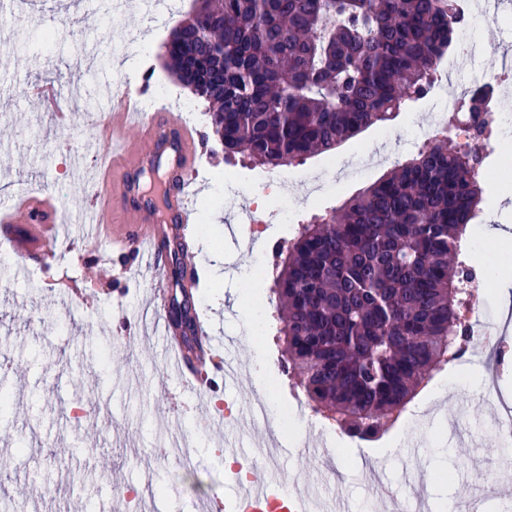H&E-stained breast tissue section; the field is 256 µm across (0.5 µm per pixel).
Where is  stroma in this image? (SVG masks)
<instances>
[{
    "instance_id": "stroma-1",
    "label": "stroma",
    "mask_w": 512,
    "mask_h": 512,
    "mask_svg": "<svg viewBox=\"0 0 512 512\" xmlns=\"http://www.w3.org/2000/svg\"><path fill=\"white\" fill-rule=\"evenodd\" d=\"M112 2L0 0V39L8 35L13 43L0 55V198L24 186L41 189L58 200L68 218L58 226L50 252L32 236L31 225H12L14 238H27L33 258L21 271L14 260L0 262V272L11 280L10 287L0 288V366L9 371L13 394L7 413L0 415V457L17 459L11 471L0 473V512H67L76 497L84 512H100L131 488L142 492L144 512H197L201 499L223 497L233 461L224 453L225 417L218 404L228 403L239 415L249 404L266 400L274 421L280 409H294L303 395L288 373L273 318H266L261 337L249 333V271L259 265L274 270L280 242L312 215L339 206L382 178L392 164L357 167L343 178L338 170L356 164L387 138L403 145L434 120L431 102L423 97L332 151L272 171L251 167L240 155L225 158L211 143L203 144L195 186L198 218L207 229L194 231L192 238L198 272L208 275L209 285L197 288L193 301L215 329L234 340L233 355L242 370L260 362L266 381L251 379L241 388L198 395L169 372L160 336L115 331L160 287L179 290L182 280L171 266L182 262V255L168 256L158 269H130L107 240L78 233L89 195L75 176V165L93 171L97 154L111 153L118 180L142 147L137 127L123 129L128 150L121 154L89 125L90 113L111 109L102 89L118 88L127 73L144 76L153 99L176 107L195 101L159 55L172 24L148 25L134 8L114 20ZM43 13L66 17L64 37L34 23V16ZM511 29L512 12L477 23L471 35L483 62L497 61L511 46ZM36 83L54 85L65 96L78 91L67 126H58L54 113L30 100L27 89ZM271 174L278 185L259 215L264 230L256 234L250 224L239 223L238 215L251 207ZM229 177L238 186L231 197L224 194ZM478 179L486 189L482 207L490 218L488 224L469 225L464 237L479 242L478 264L487 283L475 290L472 302L496 316L503 309L499 288L512 291V204L500 199L512 186V145L488 152ZM490 226L503 230V237H489ZM505 342L508 360L488 370L486 382L472 376V362L446 366L407 406L400 425L374 441L352 438L294 409L293 420L303 424L305 438L299 444L280 440L275 480L309 488L344 512H372L375 498L366 468L393 484L421 461L448 474L426 487L431 512H451L462 485L469 497H481V475L512 476V454L503 455L488 440L492 414L483 397L489 384L512 397V331ZM172 421L193 441L199 465L185 467L164 455ZM416 435L424 448L415 457L407 443ZM330 467L343 470L342 483L326 480ZM481 499V512H512V491Z\"/></svg>"
}]
</instances>
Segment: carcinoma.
I'll list each match as a JSON object with an SVG mask.
<instances>
[{"label":"carcinoma","instance_id":"cac0c4a2","mask_svg":"<svg viewBox=\"0 0 512 512\" xmlns=\"http://www.w3.org/2000/svg\"><path fill=\"white\" fill-rule=\"evenodd\" d=\"M462 18L457 0H199L162 49L207 104L224 156L279 167L423 97ZM469 125L468 148L434 140L278 247L271 304L289 375L361 440L382 433L466 336L458 242L481 213L489 131L480 114ZM197 319L180 307L190 350Z\"/></svg>","mask_w":512,"mask_h":512}]
</instances>
